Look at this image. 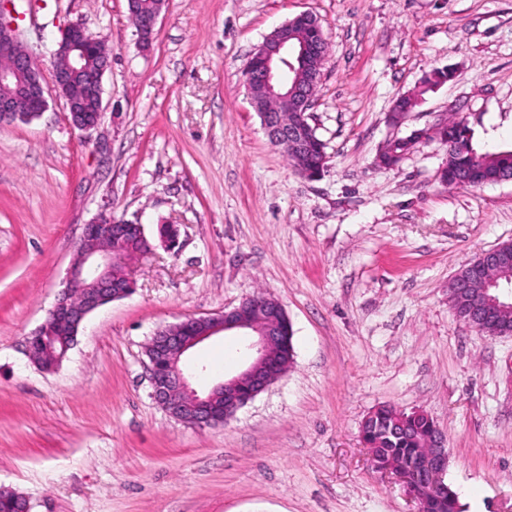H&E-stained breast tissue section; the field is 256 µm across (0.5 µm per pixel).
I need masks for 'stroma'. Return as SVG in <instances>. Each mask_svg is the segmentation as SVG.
Returning <instances> with one entry per match:
<instances>
[{
    "label": "stroma",
    "instance_id": "stroma-1",
    "mask_svg": "<svg viewBox=\"0 0 512 512\" xmlns=\"http://www.w3.org/2000/svg\"><path fill=\"white\" fill-rule=\"evenodd\" d=\"M310 13L327 41L310 124L316 179L272 147L243 70L275 27ZM112 51L97 130L63 99L0 125V489L30 512H416L377 471L361 424L387 405L428 414L450 449L464 512H512V337L457 317L448 283L512 240V181L451 189L447 148L386 143L466 119L512 148V0H166L141 51L127 0H38L21 22L45 84L47 46L72 21ZM453 71L398 124L393 101ZM107 210L148 236L130 296L90 314L60 366L24 342L55 303L83 227ZM264 294L294 330V363L224 424L193 428L153 399L156 330ZM198 392L241 372L240 337L192 348ZM418 142V139L413 136L391 140L379 155V159L386 164L397 163L404 155L413 150Z\"/></svg>",
    "mask_w": 512,
    "mask_h": 512
}]
</instances>
